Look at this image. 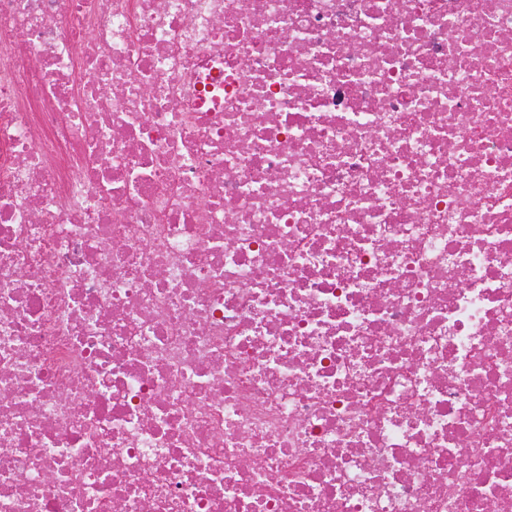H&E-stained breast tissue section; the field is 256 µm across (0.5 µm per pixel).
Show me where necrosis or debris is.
Returning <instances> with one entry per match:
<instances>
[{
  "label": "necrosis or debris",
  "mask_w": 512,
  "mask_h": 512,
  "mask_svg": "<svg viewBox=\"0 0 512 512\" xmlns=\"http://www.w3.org/2000/svg\"><path fill=\"white\" fill-rule=\"evenodd\" d=\"M0 512H512V0H0Z\"/></svg>",
  "instance_id": "obj_1"
}]
</instances>
